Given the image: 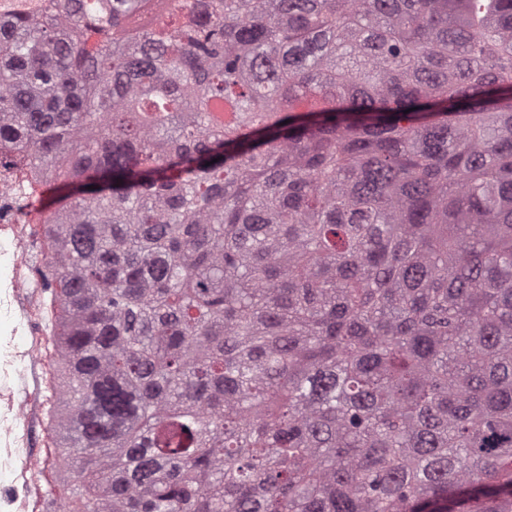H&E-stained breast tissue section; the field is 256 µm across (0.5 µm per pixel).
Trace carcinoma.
<instances>
[{
  "mask_svg": "<svg viewBox=\"0 0 512 512\" xmlns=\"http://www.w3.org/2000/svg\"><path fill=\"white\" fill-rule=\"evenodd\" d=\"M0 13L63 512H512V0Z\"/></svg>",
  "mask_w": 512,
  "mask_h": 512,
  "instance_id": "1",
  "label": "carcinoma"
}]
</instances>
